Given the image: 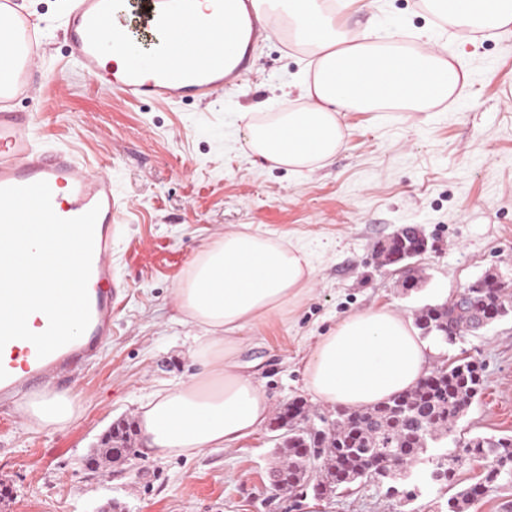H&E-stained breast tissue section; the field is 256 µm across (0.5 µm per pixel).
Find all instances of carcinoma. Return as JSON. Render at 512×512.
Masks as SVG:
<instances>
[{"instance_id": "1", "label": "carcinoma", "mask_w": 512, "mask_h": 512, "mask_svg": "<svg viewBox=\"0 0 512 512\" xmlns=\"http://www.w3.org/2000/svg\"><path fill=\"white\" fill-rule=\"evenodd\" d=\"M421 241L413 228H401L391 256L396 265L405 264L420 255ZM501 289L481 285L474 289L469 308L456 310L450 304L440 309L427 308L420 318L432 323L434 331L444 333L442 325L451 331H461L460 323L470 322L484 313L486 305L500 295ZM483 371L475 361L460 359L436 368L435 380L420 381L405 392L365 408L336 411L332 430L323 436L310 433L305 427L293 425L288 429L279 452L281 466L288 467L289 476L300 485L298 495L309 486V473L314 462H320L316 485L324 490H336L345 480L352 484L368 478L379 469L387 479L408 480L421 464L444 473L448 485L455 484V469L446 464L443 455L427 454L429 445L438 443L454 433L458 420L483 389ZM112 462L120 463L131 454V427H116L110 435ZM306 444L309 452L296 448ZM465 456L485 458L481 482H512V439L473 437L460 444ZM475 487L465 488L448 498V512H466L474 501Z\"/></svg>"}]
</instances>
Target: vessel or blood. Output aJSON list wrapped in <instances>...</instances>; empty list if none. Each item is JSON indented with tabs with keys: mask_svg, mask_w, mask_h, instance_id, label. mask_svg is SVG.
I'll list each match as a JSON object with an SVG mask.
<instances>
[{
	"mask_svg": "<svg viewBox=\"0 0 512 512\" xmlns=\"http://www.w3.org/2000/svg\"><path fill=\"white\" fill-rule=\"evenodd\" d=\"M223 21L222 0L205 13L198 0H76L66 27L68 54L91 82L125 98L190 99L224 83L228 53L200 36ZM38 181L48 183L59 217L99 211L88 282L91 319L81 337L43 358L29 341H9L0 349V387L7 390L77 367L97 355L101 338L112 330L111 179L68 153L40 151L18 113L0 108V187Z\"/></svg>",
	"mask_w": 512,
	"mask_h": 512,
	"instance_id": "vessel-or-blood-1",
	"label": "vessel or blood"
}]
</instances>
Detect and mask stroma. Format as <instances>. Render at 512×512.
I'll use <instances>...</instances> for the list:
<instances>
[{
    "label": "stroma",
    "mask_w": 512,
    "mask_h": 512,
    "mask_svg": "<svg viewBox=\"0 0 512 512\" xmlns=\"http://www.w3.org/2000/svg\"><path fill=\"white\" fill-rule=\"evenodd\" d=\"M9 5L44 30L40 58L19 65L26 90L12 106L43 151L71 152L111 177L119 290L99 356L51 382L79 408L68 427H30L17 400L0 398V512H448L451 492L438 484L409 502L366 480L315 504L294 502L271 480L280 459L268 429L245 450L176 458L150 453L137 436L134 457L106 475L88 461L113 424L136 423L143 396L199 372L189 353L197 330L172 290L200 246L228 225L300 242L314 256V292L264 337L246 340L240 360L273 411L300 401L316 421L334 412L305 390L304 362L341 318L381 304L414 318L485 275L512 283V37L464 43L417 0H377L379 17L404 34L437 27V50L466 57V93L428 112L348 113L335 161L296 176L268 168L242 141L243 113L277 111L282 88L311 66L286 31L258 42L242 82L214 97L127 101L88 85L71 63L64 0ZM406 225L423 228L426 252L408 269L380 266L376 248ZM460 357L482 365L484 390L458 435L512 436V314L442 343L431 363Z\"/></svg>",
    "instance_id": "obj_1"
}]
</instances>
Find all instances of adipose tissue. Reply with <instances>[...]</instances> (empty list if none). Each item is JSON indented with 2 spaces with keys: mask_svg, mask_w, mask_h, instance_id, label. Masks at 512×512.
Masks as SVG:
<instances>
[{
  "mask_svg": "<svg viewBox=\"0 0 512 512\" xmlns=\"http://www.w3.org/2000/svg\"><path fill=\"white\" fill-rule=\"evenodd\" d=\"M424 4L459 40L473 41L482 32L512 35V0ZM368 6V0H233L228 7L229 24L239 27L234 59L242 58L252 32L283 20L315 59L313 72L298 84L300 105L283 100L273 116L245 124L247 148L271 166L300 173L330 163L345 144L342 113L387 105L427 112L461 94L467 79L462 60L434 51L429 35L410 48L393 30L352 33L349 19ZM316 276L304 245L257 232L228 229L200 248L174 295L200 329L191 355L201 370L140 402L138 428L152 453L240 450L262 431L271 405L255 373L240 362V349L246 335H261L274 317L300 305ZM435 350L404 314L378 305L345 316L319 338L304 365L305 387L332 409L367 406L416 385ZM22 406L40 428H64L75 415L69 396L51 389L27 396Z\"/></svg>",
  "mask_w": 512,
  "mask_h": 512,
  "instance_id": "adipose-tissue-1",
  "label": "adipose tissue"
}]
</instances>
